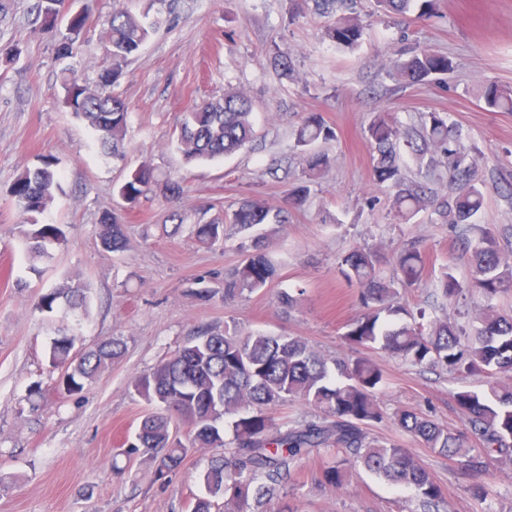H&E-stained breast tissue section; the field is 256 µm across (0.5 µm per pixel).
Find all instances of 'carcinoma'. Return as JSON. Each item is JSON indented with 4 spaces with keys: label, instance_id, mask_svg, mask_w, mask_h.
I'll return each instance as SVG.
<instances>
[{
    "label": "carcinoma",
    "instance_id": "1",
    "mask_svg": "<svg viewBox=\"0 0 512 512\" xmlns=\"http://www.w3.org/2000/svg\"><path fill=\"white\" fill-rule=\"evenodd\" d=\"M156 10L134 12L128 8L107 16L103 39L114 67L93 83L82 82L73 70L62 71L63 103L94 134L106 158L120 154L128 120L127 104L113 92L122 76L121 62L139 51L155 29L167 21L169 0H150ZM384 12L415 13L428 21L437 14L436 0H378ZM65 0H34L31 7L42 32L57 36V56L77 54L89 12H64ZM364 27L356 17H339L325 30V38L340 49L357 48ZM453 68L446 55L413 51L395 63V75L410 83L428 82ZM482 97L491 112H512V88L486 83ZM254 136L252 103L243 93L204 102L188 113L177 136L178 149L188 163L211 161L232 154ZM333 137L322 116L309 113L295 130V143L307 147ZM372 150V177L379 184L398 188L394 199L397 217L409 220L431 206L440 220L477 230L467 239L469 275L460 281L447 266L437 286L450 301L475 297L485 305L468 324L437 318L420 321L399 301L400 289L415 288L423 280L427 257L416 247L396 257L397 275L385 279L372 250L354 249L338 262V273L359 288L362 312L347 325L342 339L353 350L377 348L392 358L416 366L430 365L463 378H476L479 386L454 392L457 408L469 428L455 433L421 411L403 410L398 426L427 448L454 461L460 474L473 478L471 492L483 504L479 512H494L488 499L492 489L479 477L494 463L512 461V314L502 313L491 301L512 290V242L502 244L488 227L475 228L474 218L484 203L483 184L473 163L474 148L466 143L460 127L445 113L431 112L420 129L403 127L395 118L378 114L364 129ZM426 160V168L443 167L448 176V197L428 200L422 186L405 184L398 163L400 143ZM329 158L321 152L307 155L306 182L297 186L274 209L259 201L244 200L232 212L229 224L245 234L239 249L243 260L224 280V296L234 297L261 290L280 277V268L260 237L251 230L260 224H283L288 211L300 208L309 193L308 184L321 178ZM60 189L54 160L44 157L25 168L14 180L9 195L15 208L27 216L21 230L29 270L51 259L49 247L64 241L57 224H42L43 214ZM160 193L175 206L183 195L181 183L162 176L149 166L132 171L117 193L132 211L141 198ZM124 216L112 212L101 218L100 240L110 252L126 247ZM191 233L206 246L224 244V225L194 224ZM88 288L61 285L38 299V308L65 318L88 304ZM407 316L406 322L399 321ZM77 335L62 333L51 341L49 367L60 374L67 392L80 391L89 381L119 361L124 342L106 339L96 348L75 355ZM383 385L380 367L366 359L328 360L298 336L243 333L238 328L206 330L188 340L170 358L134 381V392L156 407L144 416L127 441L130 455L149 456L155 480L166 482L183 463L190 448L218 450L201 476L205 495L196 499L193 512H211L215 501L223 512H297L287 500L286 487L296 464L311 452L324 450L334 460L322 472L331 488L343 486L345 465L354 461L392 485L412 488L425 512H439L442 490L431 474L404 448L378 442L367 429L384 419L378 400ZM303 401L316 411L314 418L291 426H279L270 410L288 402ZM232 437L226 439L224 423ZM188 428V443L173 436L172 428ZM479 441L473 448L469 439Z\"/></svg>",
    "mask_w": 512,
    "mask_h": 512
}]
</instances>
